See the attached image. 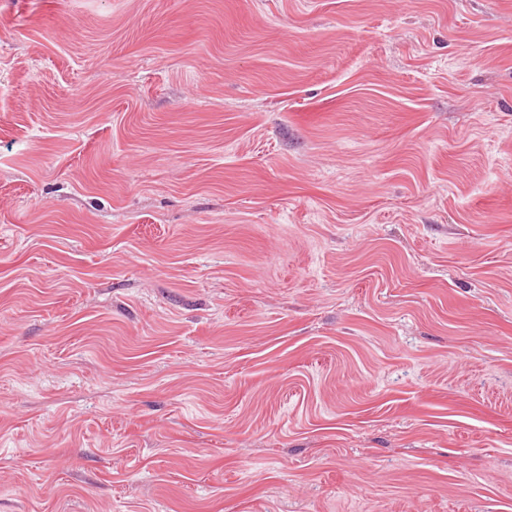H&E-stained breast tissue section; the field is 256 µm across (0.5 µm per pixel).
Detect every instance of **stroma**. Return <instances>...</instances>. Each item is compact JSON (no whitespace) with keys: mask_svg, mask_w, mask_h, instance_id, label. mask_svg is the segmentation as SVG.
<instances>
[{"mask_svg":"<svg viewBox=\"0 0 512 512\" xmlns=\"http://www.w3.org/2000/svg\"><path fill=\"white\" fill-rule=\"evenodd\" d=\"M0 512H512V0H0Z\"/></svg>","mask_w":512,"mask_h":512,"instance_id":"35a3bbf8","label":"stroma"}]
</instances>
